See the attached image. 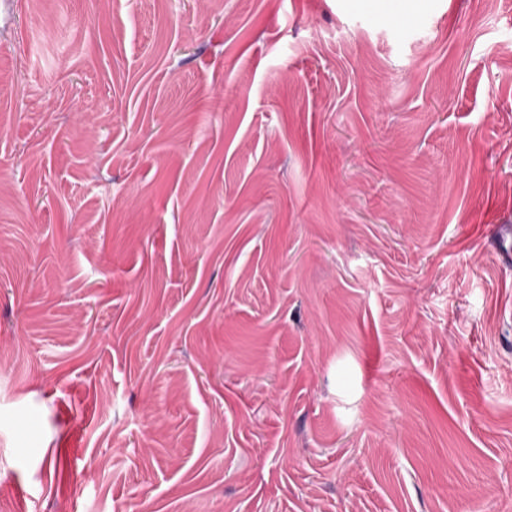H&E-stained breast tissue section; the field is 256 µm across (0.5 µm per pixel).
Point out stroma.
Returning a JSON list of instances; mask_svg holds the SVG:
<instances>
[{"label": "stroma", "instance_id": "stroma-1", "mask_svg": "<svg viewBox=\"0 0 512 512\" xmlns=\"http://www.w3.org/2000/svg\"><path fill=\"white\" fill-rule=\"evenodd\" d=\"M512 0H0V493L512 512Z\"/></svg>", "mask_w": 512, "mask_h": 512}]
</instances>
